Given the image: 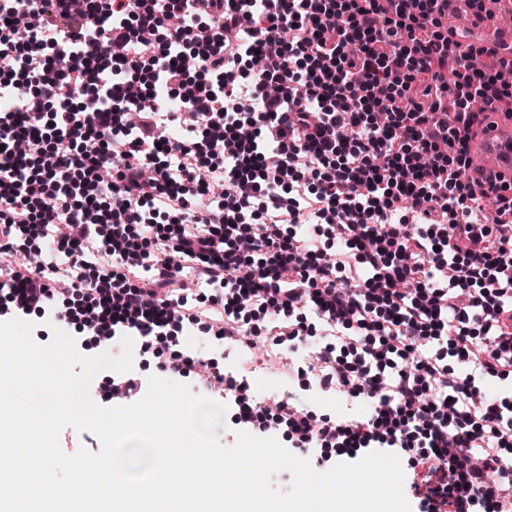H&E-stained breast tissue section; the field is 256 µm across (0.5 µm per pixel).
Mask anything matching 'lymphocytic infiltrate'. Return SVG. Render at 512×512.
I'll list each match as a JSON object with an SVG mask.
<instances>
[{"instance_id": "1", "label": "lymphocytic infiltrate", "mask_w": 512, "mask_h": 512, "mask_svg": "<svg viewBox=\"0 0 512 512\" xmlns=\"http://www.w3.org/2000/svg\"><path fill=\"white\" fill-rule=\"evenodd\" d=\"M70 2L0 0V252L66 257L0 274V320L108 343L186 322L228 345L321 336L315 388L367 414L268 410L228 375L236 425L404 457L418 512H512V399L477 385L512 378V185L468 173L470 101L512 83L449 44L447 0ZM181 111L200 132L170 135ZM198 288L215 294L189 304Z\"/></svg>"}]
</instances>
